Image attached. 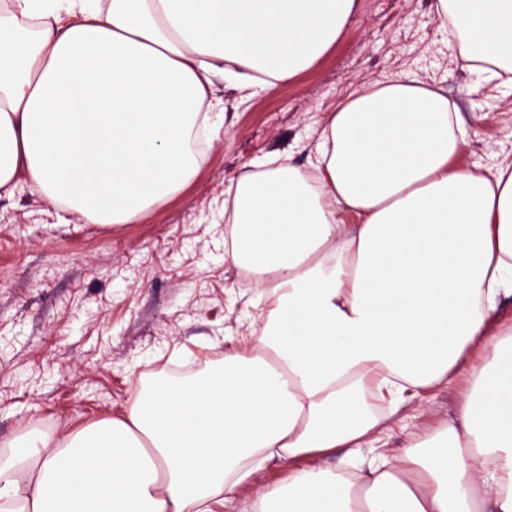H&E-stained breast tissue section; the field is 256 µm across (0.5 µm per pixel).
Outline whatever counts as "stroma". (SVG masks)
Masks as SVG:
<instances>
[{"instance_id": "obj_1", "label": "stroma", "mask_w": 512, "mask_h": 512, "mask_svg": "<svg viewBox=\"0 0 512 512\" xmlns=\"http://www.w3.org/2000/svg\"><path fill=\"white\" fill-rule=\"evenodd\" d=\"M430 0H359L310 69L241 91L214 76L224 110L198 175L131 224L79 223L29 188L0 200V451L32 430L62 437L118 416L138 380L242 346L268 304L224 249V193L270 157L309 170L329 115L358 87L401 76L443 89L466 142L456 165L512 161V89L465 68ZM462 370L407 402L365 457L394 456L456 417Z\"/></svg>"}]
</instances>
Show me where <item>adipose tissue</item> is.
Segmentation results:
<instances>
[{"mask_svg": "<svg viewBox=\"0 0 512 512\" xmlns=\"http://www.w3.org/2000/svg\"><path fill=\"white\" fill-rule=\"evenodd\" d=\"M359 0H0V198L19 176L84 224H127L202 155L211 78L271 87L312 67ZM460 60L512 88V0H431ZM447 97L351 93L313 171L276 159L224 200L226 253L270 308L242 350L139 380L123 415L0 457V512H215L266 462L251 512H512V162L454 166ZM352 223H344V216ZM483 364L454 422L368 469L407 399ZM285 475L286 471L282 464L274 461L268 463L264 469L260 470L254 475L252 485L243 489L241 493V499L245 501L247 499L251 500L257 490L264 486L272 485L278 482Z\"/></svg>", "mask_w": 512, "mask_h": 512, "instance_id": "1", "label": "adipose tissue"}]
</instances>
